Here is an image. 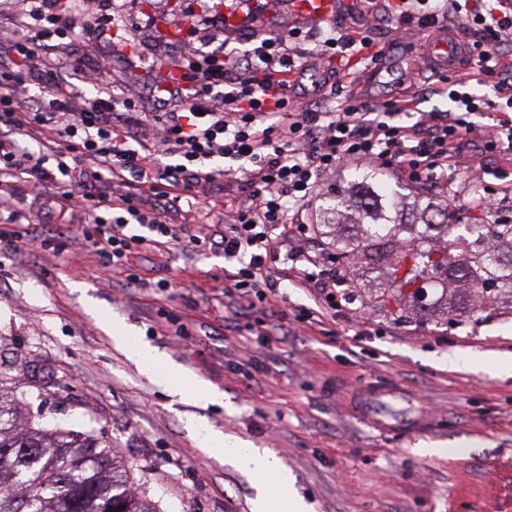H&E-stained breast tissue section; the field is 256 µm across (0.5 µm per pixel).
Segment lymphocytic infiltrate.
Returning a JSON list of instances; mask_svg holds the SVG:
<instances>
[{"mask_svg": "<svg viewBox=\"0 0 512 512\" xmlns=\"http://www.w3.org/2000/svg\"><path fill=\"white\" fill-rule=\"evenodd\" d=\"M38 0H18L19 24L27 37L11 44V68L0 69V175H31V193L49 190L54 198L76 201L92 232L85 238L105 258L108 269L126 268L136 250L174 241L178 233L160 209H143L141 198L128 194L113 198L107 191L112 179L130 175L145 178L147 191L165 201L172 191L191 195L197 184L211 182L218 170L196 169L211 158L245 160L246 174L257 186L250 202L234 213L224 227V254L242 258L231 276L229 294L237 307L252 309L255 301L271 300L277 286L265 274L268 254L279 242L284 226L285 202L311 201L319 190V177L341 164L360 163L399 173L422 183L447 184L457 157L474 130L472 115L482 110L483 99L469 91H449L455 109L431 131L419 132L401 119L403 105L386 100L373 113L350 104L338 112H306L295 104L292 78L301 71L288 45L301 30L260 40L252 48H232L219 54L194 53L180 64L179 82L168 85L152 120L173 164L147 175L149 158L136 136L126 129L130 117L121 115L119 101L99 68H87L71 55L51 57L54 42L81 30L97 38L111 37L99 27L90 9L63 0L57 10L43 12ZM481 38L471 55L482 84L500 73L496 46L512 31V13L488 12L475 20ZM43 68L48 80L36 110L14 96L28 74ZM72 70L90 74L97 84L94 96L75 94L63 87L59 76ZM48 133L46 150L33 152L20 138L29 130ZM55 168H48V161ZM120 214L105 222L111 208ZM143 234L129 233L131 225Z\"/></svg>", "mask_w": 512, "mask_h": 512, "instance_id": "obj_1", "label": "lymphocytic infiltrate"}]
</instances>
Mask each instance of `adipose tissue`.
Segmentation results:
<instances>
[{"instance_id": "1", "label": "adipose tissue", "mask_w": 512, "mask_h": 512, "mask_svg": "<svg viewBox=\"0 0 512 512\" xmlns=\"http://www.w3.org/2000/svg\"><path fill=\"white\" fill-rule=\"evenodd\" d=\"M114 343L142 374L155 379L179 401L204 407L221 403L223 392L188 370L170 364L157 349L140 339L121 334L115 336ZM194 434L199 447L225 457L254 478L257 493L251 512H308L307 504L293 489L291 474L268 449L200 425L195 426Z\"/></svg>"}]
</instances>
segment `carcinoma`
Wrapping results in <instances>:
<instances>
[{
	"label": "carcinoma",
	"instance_id": "cac0c4a2",
	"mask_svg": "<svg viewBox=\"0 0 512 512\" xmlns=\"http://www.w3.org/2000/svg\"><path fill=\"white\" fill-rule=\"evenodd\" d=\"M343 277L391 313L435 322L481 310H512V218L457 217L430 200L410 204L368 167L319 213ZM412 266L400 279L405 261ZM431 278L423 298L406 288ZM0 512H159L129 482L109 447L90 436L36 426L0 395Z\"/></svg>",
	"mask_w": 512,
	"mask_h": 512
}]
</instances>
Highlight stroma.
<instances>
[{
    "label": "stroma",
    "instance_id": "35a3bbf8",
    "mask_svg": "<svg viewBox=\"0 0 512 512\" xmlns=\"http://www.w3.org/2000/svg\"><path fill=\"white\" fill-rule=\"evenodd\" d=\"M111 41L77 35L71 46L105 66L114 94L138 101L139 137L156 150L149 119L163 88L162 67L180 52L250 48L248 34L210 26L232 0H113ZM378 56L325 53L332 28L310 29L294 47L304 68L298 95L309 111L332 112L346 97L371 110L402 99L404 120L439 123L451 110L449 83L466 84L490 103L477 125L506 112V96L472 70L442 71L423 60L419 21L367 18ZM152 55H145V47ZM380 63L375 81L364 71ZM498 167L478 147L465 150L449 187L385 174L406 199L424 197L459 215L474 213L485 184L476 163ZM223 176L195 196L165 205L168 223L208 245H160L131 259L130 274L103 278V258L85 241L81 209L52 198L27 205L29 175L0 191V212L35 211L45 247L0 239V390L26 405L33 421L94 436L109 445L130 479L160 512H251V479L199 448L201 422L271 450L294 477L310 512H512V314L483 311L455 323L395 317L356 288L337 289V308L298 282L283 251L267 264L279 281L273 308L238 312L224 293L220 241L227 216L255 187L245 164L221 158ZM168 282L158 290V282ZM175 315L188 333L166 326ZM224 393L207 407L176 401L116 349L100 317ZM393 386L421 405L428 428L401 436L374 428L354 406L367 386Z\"/></svg>",
    "mask_w": 512,
    "mask_h": 512
}]
</instances>
